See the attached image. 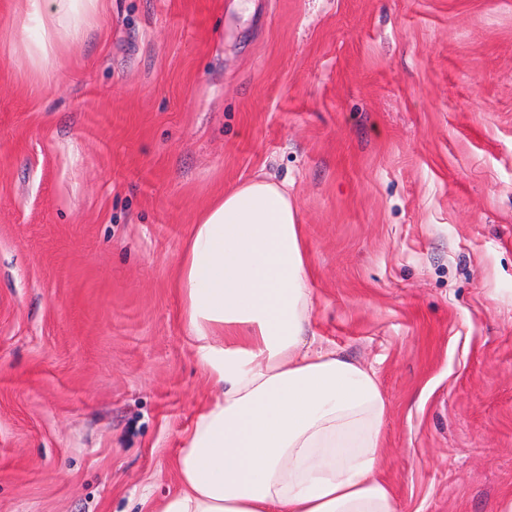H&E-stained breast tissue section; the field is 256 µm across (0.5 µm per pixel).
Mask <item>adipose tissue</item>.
Segmentation results:
<instances>
[{
    "label": "adipose tissue",
    "mask_w": 512,
    "mask_h": 512,
    "mask_svg": "<svg viewBox=\"0 0 512 512\" xmlns=\"http://www.w3.org/2000/svg\"><path fill=\"white\" fill-rule=\"evenodd\" d=\"M105 9L19 0L14 32L39 82ZM309 270L286 184L247 180L199 213L176 286L211 396L153 512H400L381 474L386 399L372 368L309 339Z\"/></svg>",
    "instance_id": "obj_1"
}]
</instances>
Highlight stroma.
Here are the masks:
<instances>
[{
  "instance_id": "35a3bbf8",
  "label": "stroma",
  "mask_w": 512,
  "mask_h": 512,
  "mask_svg": "<svg viewBox=\"0 0 512 512\" xmlns=\"http://www.w3.org/2000/svg\"><path fill=\"white\" fill-rule=\"evenodd\" d=\"M0 0V512H152L209 394L199 210L298 207L317 343L388 401L400 512L512 495V0H110L36 84ZM150 499H143V491Z\"/></svg>"
}]
</instances>
